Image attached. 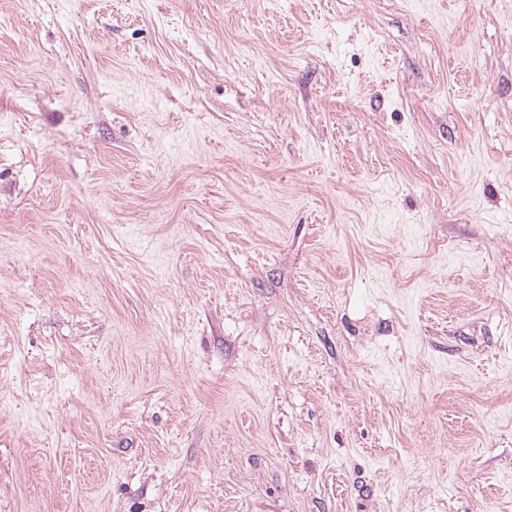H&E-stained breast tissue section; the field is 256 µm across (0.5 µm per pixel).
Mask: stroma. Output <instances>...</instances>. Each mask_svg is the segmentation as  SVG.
Returning <instances> with one entry per match:
<instances>
[{"label":"stroma","instance_id":"stroma-1","mask_svg":"<svg viewBox=\"0 0 512 512\" xmlns=\"http://www.w3.org/2000/svg\"><path fill=\"white\" fill-rule=\"evenodd\" d=\"M0 512H512V0H0Z\"/></svg>","mask_w":512,"mask_h":512}]
</instances>
